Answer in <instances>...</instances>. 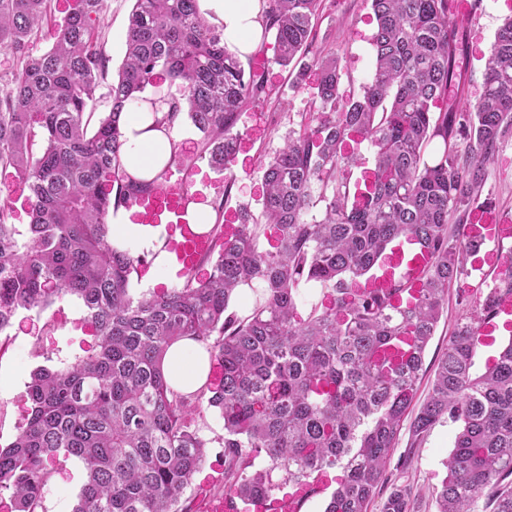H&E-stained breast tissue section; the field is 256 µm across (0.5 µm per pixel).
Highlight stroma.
I'll use <instances>...</instances> for the list:
<instances>
[{
    "label": "stroma",
    "instance_id": "1",
    "mask_svg": "<svg viewBox=\"0 0 512 512\" xmlns=\"http://www.w3.org/2000/svg\"><path fill=\"white\" fill-rule=\"evenodd\" d=\"M467 11L452 17L456 40L453 44V86L455 111H465L482 93L486 53L503 21L512 15L506 0H465ZM133 0H103L102 10L91 24L106 57V74L94 92L96 111H108L109 90L123 62L125 34ZM375 22L370 0H320L312 44L304 57L312 62L335 58L339 68L338 96L347 102L361 95L374 68L371 37ZM247 67L259 69L266 89L242 109L236 129L246 141L231 168L233 186L224 198L225 209L248 206L253 216L262 212L263 167L283 147L292 129L307 124L317 74L299 75L298 64L282 67L273 34H266L259 49L248 58ZM262 134L248 139L252 125ZM475 207H489L512 217V136L498 146L487 169L486 180L474 201ZM474 302L472 293L449 291L444 312L431 340L425 364L427 370L418 384L417 402H424L433 379L431 368L448 346V337ZM95 344L92 326L84 306L76 297L57 298L45 311H18L12 325L0 332V445L9 444L28 409L27 384L40 367L60 369L86 355ZM460 423H438L423 440H414L402 430L389 464L393 479L411 492L412 512H437L433 489L446 474L444 463L454 447ZM223 450L212 447L201 470L185 492L186 498L209 512L218 502L224 483ZM54 475L42 490L45 512H73L85 481L82 464L72 457H58L52 463Z\"/></svg>",
    "mask_w": 512,
    "mask_h": 512
}]
</instances>
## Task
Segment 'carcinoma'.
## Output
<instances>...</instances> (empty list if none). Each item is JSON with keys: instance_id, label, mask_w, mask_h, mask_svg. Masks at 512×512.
I'll return each instance as SVG.
<instances>
[{"instance_id": "carcinoma-1", "label": "carcinoma", "mask_w": 512, "mask_h": 512, "mask_svg": "<svg viewBox=\"0 0 512 512\" xmlns=\"http://www.w3.org/2000/svg\"><path fill=\"white\" fill-rule=\"evenodd\" d=\"M46 2L0 0L1 49L23 52ZM80 2L48 52L22 57L0 99V169H13L30 189L26 233L0 207V332L18 310L43 311L70 294L97 336L86 356L31 375L27 420L0 448V491L9 493L11 512H41L49 462L61 452L86 472L74 512H200L184 493L214 443L224 449L223 495L233 502L275 497L339 469L324 512H368L445 296L452 287L464 291L468 278L472 248L448 220L473 201L512 133V18L490 45L479 99L455 112L453 0H371L375 61L362 95L337 107L336 59L316 60L315 112L265 168L262 208L275 244L259 249L261 225L248 213L224 235L221 202L204 230L211 250L181 271L177 286L136 298L129 285L141 261L112 246L108 217L195 157L174 143L153 179L128 176L120 160L124 113L144 100L156 71L180 82L183 97L154 127L187 117L201 133L198 157L226 172L228 193L236 123L264 78L227 52L198 0H135L111 107L98 114L93 92L104 57L90 21L102 0ZM263 3L279 64L303 59L318 0ZM456 129L466 133L462 151L451 142ZM351 133L376 147L360 207L347 175L358 159L341 151ZM435 139L443 150L428 157ZM314 210L322 218L307 219ZM406 238L428 249L431 265L419 297L396 307L390 293L369 292L366 283ZM255 282L263 297L252 313L229 311ZM303 282L328 288L331 300L301 319L295 291ZM489 308L487 294L459 319L410 424L418 439L445 418L462 423L447 476L434 489L438 512H512V341L482 374L471 372ZM180 340L199 344L210 366L223 368L222 380L190 393L174 389L162 360ZM204 405L217 411L224 434L201 433L194 412ZM380 512H410L407 492L393 486Z\"/></svg>"}]
</instances>
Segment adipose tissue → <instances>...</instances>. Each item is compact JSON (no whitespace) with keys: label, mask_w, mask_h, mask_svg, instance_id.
<instances>
[{"label":"adipose tissue","mask_w":512,"mask_h":512,"mask_svg":"<svg viewBox=\"0 0 512 512\" xmlns=\"http://www.w3.org/2000/svg\"><path fill=\"white\" fill-rule=\"evenodd\" d=\"M198 7L239 59H248L257 50L263 33L261 0H198ZM169 99L166 86L155 87L122 124V163L136 177H154L170 156L175 132L152 127L155 117L167 112ZM163 368L173 388L191 392L206 383L209 364L197 343L184 340L169 349Z\"/></svg>","instance_id":"obj_1"}]
</instances>
